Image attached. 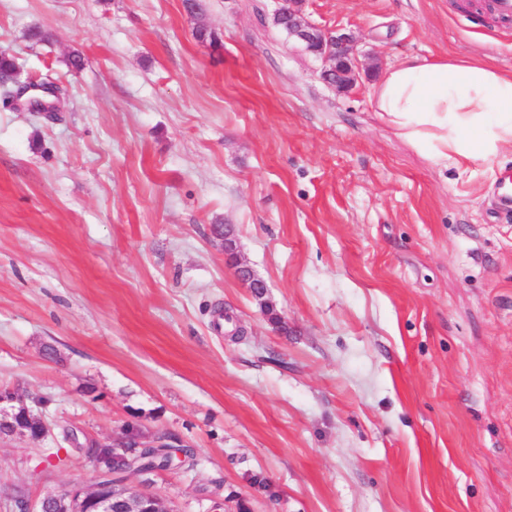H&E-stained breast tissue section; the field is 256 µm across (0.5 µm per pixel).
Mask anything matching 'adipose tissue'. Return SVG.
Masks as SVG:
<instances>
[{
	"label": "adipose tissue",
	"instance_id": "1",
	"mask_svg": "<svg viewBox=\"0 0 512 512\" xmlns=\"http://www.w3.org/2000/svg\"><path fill=\"white\" fill-rule=\"evenodd\" d=\"M371 103L397 136L445 168L512 148V74L477 58L404 57L373 85Z\"/></svg>",
	"mask_w": 512,
	"mask_h": 512
}]
</instances>
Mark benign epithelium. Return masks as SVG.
I'll use <instances>...</instances> for the list:
<instances>
[{
	"instance_id": "benign-epithelium-1",
	"label": "benign epithelium",
	"mask_w": 512,
	"mask_h": 512,
	"mask_svg": "<svg viewBox=\"0 0 512 512\" xmlns=\"http://www.w3.org/2000/svg\"><path fill=\"white\" fill-rule=\"evenodd\" d=\"M305 0H282L277 12L288 18V37L298 41L303 50L324 62L321 76L327 83L348 91L356 85V75L351 65L353 37L339 29L324 30L305 17ZM3 83L11 82L16 87L12 101L17 109L28 112H41L50 115L59 111V94L56 87L46 82L20 79V71L14 70L0 76ZM238 279L249 289L251 295L264 301L267 293L264 281L254 277L248 267L236 266ZM40 402L30 406L25 398L13 391L0 390V437L19 435L32 443L45 439L51 428L38 408ZM41 427L40 439H35L31 425ZM177 438L169 433L156 432L151 436L136 423L130 424L127 431L110 442L94 441L90 448L106 449L112 468L121 475L136 473L143 475L147 470L138 467L130 459L127 448H173ZM13 512H174L163 497L141 488L117 487L101 483V479L88 486L74 487L62 492H48L41 499L30 502L22 497L14 503Z\"/></svg>"
}]
</instances>
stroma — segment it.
Listing matches in <instances>:
<instances>
[{"mask_svg":"<svg viewBox=\"0 0 512 512\" xmlns=\"http://www.w3.org/2000/svg\"><path fill=\"white\" fill-rule=\"evenodd\" d=\"M201 2L0 0V50L66 100L0 103V388L44 400L59 452L0 438V486L89 485L63 431L136 422L190 450L125 480L176 512H512V148L445 169L370 102L408 55L512 71V22L306 0L355 40L339 91L272 27L280 0Z\"/></svg>","mask_w":512,"mask_h":512,"instance_id":"35a3bbf8","label":"stroma"}]
</instances>
